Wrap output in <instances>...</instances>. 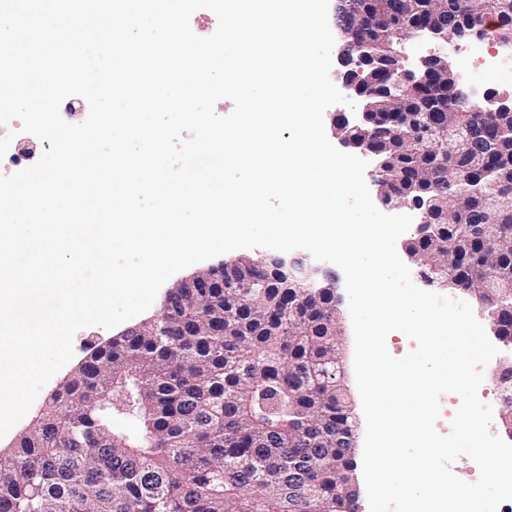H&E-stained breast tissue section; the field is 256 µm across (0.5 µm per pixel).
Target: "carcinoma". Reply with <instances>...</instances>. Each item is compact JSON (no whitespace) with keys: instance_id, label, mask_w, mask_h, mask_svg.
<instances>
[{"instance_id":"obj_1","label":"carcinoma","mask_w":512,"mask_h":512,"mask_svg":"<svg viewBox=\"0 0 512 512\" xmlns=\"http://www.w3.org/2000/svg\"><path fill=\"white\" fill-rule=\"evenodd\" d=\"M421 32L463 40L489 16L512 42V7L495 0H343L348 77L373 120L341 126L347 143L377 152L388 203L430 201L432 235L408 239L423 275L448 265L451 287L472 289L499 311L512 338V301H493L490 264L512 282V112L462 104L454 75L430 71L385 103L401 72L403 16ZM365 79L358 80V69ZM465 127L470 149L436 140ZM493 224V236L471 229ZM176 310L133 336L93 346L0 455V512H358L343 494L355 435L341 383L336 296L281 278L256 261L222 288H183ZM121 417L132 427L119 431ZM312 486L288 494L293 481Z\"/></svg>"}]
</instances>
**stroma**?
Listing matches in <instances>:
<instances>
[{"instance_id": "35a3bbf8", "label": "stroma", "mask_w": 512, "mask_h": 512, "mask_svg": "<svg viewBox=\"0 0 512 512\" xmlns=\"http://www.w3.org/2000/svg\"><path fill=\"white\" fill-rule=\"evenodd\" d=\"M396 49L402 55L405 67L416 68L421 57L430 54L448 55L449 62L455 74L456 81L467 92L475 103H483L488 92L496 91L506 95L512 93V78L502 79L484 70L471 66L468 62L451 54L446 44L425 39H403L397 42ZM328 270L336 276V294L341 303L337 311V324L340 330V353L345 371V384L354 409L357 431L353 459L355 463H362L366 422L362 409V401L356 384L354 372L355 340L352 321L348 305L345 301L347 295L345 277L339 274L336 265H329ZM112 333L109 330L91 326L80 329L73 338L74 356L69 364H66L49 382L39 391L27 414L19 420L4 436L0 437V451L5 452L13 447L16 439L26 430L34 415L39 411L44 402L49 398L63 381H65L75 366L81 362L90 345L107 341Z\"/></svg>"}]
</instances>
